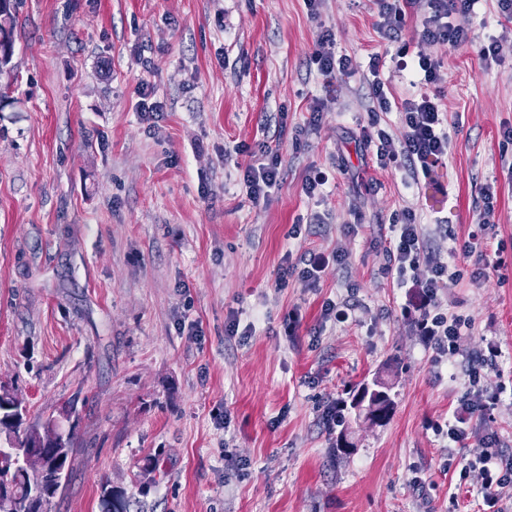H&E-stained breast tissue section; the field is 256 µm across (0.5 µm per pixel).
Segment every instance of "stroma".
<instances>
[{
	"mask_svg": "<svg viewBox=\"0 0 512 512\" xmlns=\"http://www.w3.org/2000/svg\"><path fill=\"white\" fill-rule=\"evenodd\" d=\"M422 19L417 2L392 41L373 0H21L0 108V384L33 421L76 408L51 512H100L106 484L128 512H483L462 463L486 433L512 457V59L488 69L476 50L502 32L496 0L458 16L475 44L453 52L418 46ZM324 27L337 54L380 56L395 135L402 101L425 90L396 51L442 60L450 147L437 177L377 167L360 134L367 76L311 62ZM144 79L166 102L149 123ZM262 141L282 175L256 204L243 174ZM315 169L329 181L310 198ZM489 183L501 253L475 283L460 248ZM407 209L448 263L439 297L471 319L468 347L499 351L485 383L505 385L502 401L463 448L445 430L466 387L387 271L389 226ZM337 247L347 262L319 286L278 284L286 258ZM328 301L349 319L324 321ZM380 373L395 406L373 426L349 403ZM339 408L355 443L340 459L324 420Z\"/></svg>",
	"mask_w": 512,
	"mask_h": 512,
	"instance_id": "1",
	"label": "stroma"
}]
</instances>
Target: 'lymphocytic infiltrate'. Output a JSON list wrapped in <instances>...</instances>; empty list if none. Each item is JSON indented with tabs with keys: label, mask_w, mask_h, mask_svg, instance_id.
<instances>
[{
	"label": "lymphocytic infiltrate",
	"mask_w": 512,
	"mask_h": 512,
	"mask_svg": "<svg viewBox=\"0 0 512 512\" xmlns=\"http://www.w3.org/2000/svg\"><path fill=\"white\" fill-rule=\"evenodd\" d=\"M478 0H427V15L418 33L420 42L441 45L452 50L471 43L467 27L457 24L452 16L473 11ZM313 62L320 74H356L360 67H367L371 80L370 95L380 110H388L389 101L384 84L379 77V58L371 56L368 64H360L356 58L336 54L334 38L330 30H321ZM438 95L423 94L409 98L401 105V137H393L378 121H371L364 129L366 141L374 143L379 168L410 167L426 168L432 161L447 159L449 137L442 127L443 119L438 104ZM281 179V160L277 151L265 142L259 143L253 153L244 175L248 194L253 202L268 197L272 188ZM392 238L389 246L391 269L395 271L400 284H413L419 288L422 298L418 330L424 341L437 353L448 356L454 373L466 377L468 393L464 401V412L455 425L449 426L448 437L461 443L468 440L471 432L467 427L471 416L487 414L500 400V391H492L481 383V371L492 363L493 358L484 354H473L462 347V340L470 330L469 320L455 314L438 311L437 295L448 274L447 263L430 256L424 249L421 229L416 222L414 211H404L400 223L391 225ZM428 265L431 275L417 278L420 265ZM481 479L483 498L488 506H495L501 489L512 484V464L504 458L498 440L485 442L483 450L473 464Z\"/></svg>",
	"instance_id": "obj_1"
}]
</instances>
